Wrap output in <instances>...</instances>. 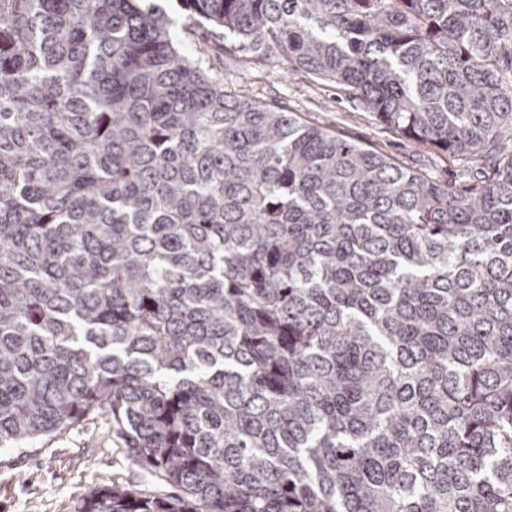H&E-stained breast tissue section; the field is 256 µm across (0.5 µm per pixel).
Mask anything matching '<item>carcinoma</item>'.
<instances>
[{
    "label": "carcinoma",
    "mask_w": 512,
    "mask_h": 512,
    "mask_svg": "<svg viewBox=\"0 0 512 512\" xmlns=\"http://www.w3.org/2000/svg\"><path fill=\"white\" fill-rule=\"evenodd\" d=\"M460 193L224 91L144 0H0V447L92 416L178 491L82 512H512V0H184Z\"/></svg>",
    "instance_id": "obj_1"
}]
</instances>
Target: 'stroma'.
Returning <instances> with one entry per match:
<instances>
[{"mask_svg":"<svg viewBox=\"0 0 512 512\" xmlns=\"http://www.w3.org/2000/svg\"><path fill=\"white\" fill-rule=\"evenodd\" d=\"M149 2L169 20L180 54L200 62L223 82L226 92L296 113L308 124L360 142L434 181L458 189L480 185L479 163L465 164L408 140L350 99L339 85L292 69L280 54L241 66L224 56L223 28L191 16L183 0ZM114 483L151 494L157 491L99 418L21 448L0 447V512H80L86 499Z\"/></svg>","mask_w":512,"mask_h":512,"instance_id":"stroma-1","label":"stroma"}]
</instances>
